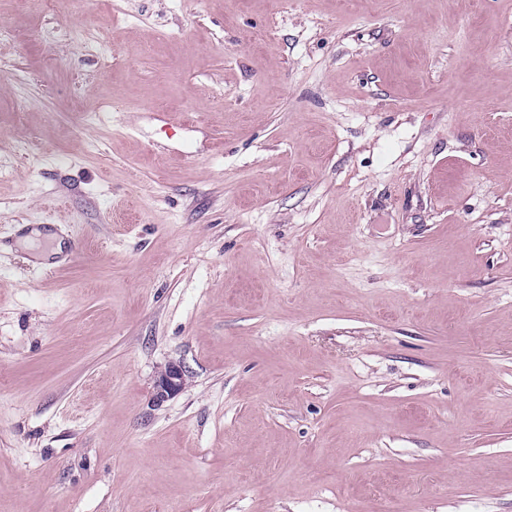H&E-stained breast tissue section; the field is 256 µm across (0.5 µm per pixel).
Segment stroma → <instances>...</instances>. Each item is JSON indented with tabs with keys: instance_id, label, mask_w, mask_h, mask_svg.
<instances>
[{
	"instance_id": "1",
	"label": "stroma",
	"mask_w": 512,
	"mask_h": 512,
	"mask_svg": "<svg viewBox=\"0 0 512 512\" xmlns=\"http://www.w3.org/2000/svg\"><path fill=\"white\" fill-rule=\"evenodd\" d=\"M0 512H512V0H0ZM187 371L177 363H168L158 372L156 377L152 403L156 406L174 398L180 394L188 383Z\"/></svg>"
}]
</instances>
